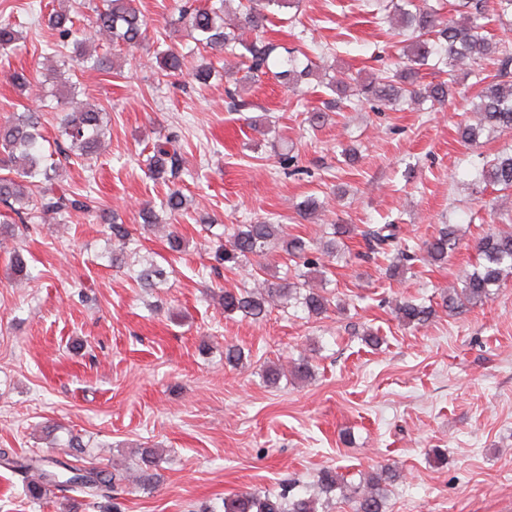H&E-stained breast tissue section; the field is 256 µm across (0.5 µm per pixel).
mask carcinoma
I'll list each match as a JSON object with an SVG mask.
<instances>
[{
    "instance_id": "carcinoma-1",
    "label": "carcinoma",
    "mask_w": 512,
    "mask_h": 512,
    "mask_svg": "<svg viewBox=\"0 0 512 512\" xmlns=\"http://www.w3.org/2000/svg\"><path fill=\"white\" fill-rule=\"evenodd\" d=\"M52 7L48 27L56 35V45H73L77 64L86 70L109 73L113 68V54L89 48L93 43L87 34L75 27L71 11ZM195 0H178L177 22L188 28L196 47L220 49L240 59L255 79L270 70L269 61L278 44L261 39L251 40L246 33L265 27L270 9L292 8L300 0H238L239 20L232 27L224 21L227 4L232 0H212L208 6H196ZM368 6L398 17V34L406 37L393 69L366 79L348 76L331 80L325 87L334 91L338 99L354 97L356 101H378L397 105L430 103V107L448 101L452 85L460 72L474 73L481 61L494 58L497 73L491 81L481 79L484 87L471 101L470 111L477 122L465 121L459 127L465 143H475L484 131L504 133L512 131V51L506 40L487 30L482 19L489 13L498 17L512 14V0H458L456 19L445 12V0L434 5L428 0H370ZM97 32L108 36L114 46L131 51L140 47L147 27V19L139 8V0H103V8L96 10L93 22ZM19 24L0 13V55L17 49L20 40ZM156 62L165 75L182 71L184 56L173 48L158 50ZM283 70L275 77L288 78L296 83L316 75L319 65L307 60L301 64L298 55L288 53L282 62ZM432 71L440 81L426 86L420 84L422 69ZM61 108L59 136L69 141V155L88 162L98 157L108 130L106 113L93 105ZM41 114L30 110L14 113L0 124V203L13 211L21 222L40 224L47 219L57 220L72 212L95 214L96 220L106 225L109 238L125 249L134 241L130 227L115 213L94 205L93 197L64 187L51 174L44 151ZM184 158L176 137L158 138L152 146L148 162V178L168 183L178 177ZM475 183L512 193V153H502L477 169ZM187 198L182 191L171 188L160 200V209L144 206L140 210L141 228L150 230L163 223L160 214L174 218L186 209ZM347 224H326L323 235L316 242L290 235L282 224L261 221L256 224H233L224 228L225 241L213 252L214 261L232 272L276 248L288 256L284 276L276 280L253 279L234 291H223L220 302L224 316L239 315L245 320L261 322L270 308L279 303L300 308L309 318L321 319L329 312L332 299L325 292L313 288L314 276H326L327 262L336 254L338 240L354 233ZM372 250L378 253L395 251L405 262L416 258V248L404 238L401 225L368 224L361 231ZM458 245L456 227L445 224L437 235L425 242L428 258L443 263ZM481 262L467 273L462 288L450 287L441 296V307L450 311L481 305L491 296V288L500 286L503 277L512 272V231H502L482 238L477 244ZM167 279L166 269L154 259H144L134 273V281L142 288H157ZM398 320L405 325L425 326L436 314L433 305L405 299L395 306ZM66 448L77 453L70 459L49 456H21L11 448H0V465L26 481L30 498L39 500L53 489L68 500L67 493L75 491L97 502L112 500V492L126 480L131 485L146 487L153 479L152 470L161 461L153 448L140 452L138 468L132 477L96 466L86 465L84 444L78 437L69 438ZM37 480H28L30 473ZM399 478L396 469L384 465L362 477L357 483H348L331 467L323 468L317 476L319 493L330 495L337 489H346L354 503L355 512H386V486ZM293 487L284 484L278 492H242L224 499V512H319L320 498L316 495H295Z\"/></svg>"
}]
</instances>
